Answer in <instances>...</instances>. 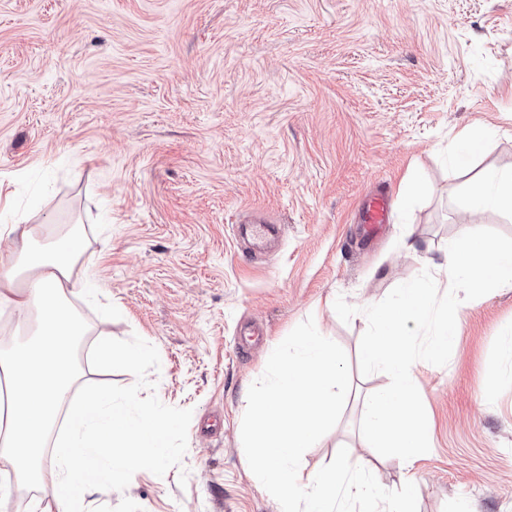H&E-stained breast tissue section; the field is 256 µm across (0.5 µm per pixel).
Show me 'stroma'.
<instances>
[{
	"mask_svg": "<svg viewBox=\"0 0 512 512\" xmlns=\"http://www.w3.org/2000/svg\"><path fill=\"white\" fill-rule=\"evenodd\" d=\"M482 133L472 154L462 130ZM512 170V0H0V192L95 238L93 279L112 316V367L80 355V389L111 388L128 418L168 420L164 458L88 497L89 512H275L241 441L247 393L301 322L346 352L338 424L308 449L316 471L347 448L388 490L401 462L368 448L359 370L367 320L337 297L383 300L448 244L512 215L471 210L472 177ZM391 195L377 242L357 213ZM279 232L239 251L240 221ZM261 346L239 353L242 324ZM512 288L459 307L446 366L412 372L430 427L413 469L418 512H512ZM140 348L144 362L122 358Z\"/></svg>",
	"mask_w": 512,
	"mask_h": 512,
	"instance_id": "1",
	"label": "stroma"
}]
</instances>
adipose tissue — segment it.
<instances>
[{
  "label": "adipose tissue",
  "instance_id": "ef3b65f1",
  "mask_svg": "<svg viewBox=\"0 0 512 512\" xmlns=\"http://www.w3.org/2000/svg\"><path fill=\"white\" fill-rule=\"evenodd\" d=\"M469 204L512 212V171H489L469 186ZM0 308L13 325L0 331V505L13 488L38 491L30 512H87L86 496L131 479L159 460L167 426L153 407L129 421L111 389L79 393L74 350L91 329L74 300L99 293L89 275L84 229L42 240L26 213L0 226Z\"/></svg>",
  "mask_w": 512,
  "mask_h": 512
}]
</instances>
